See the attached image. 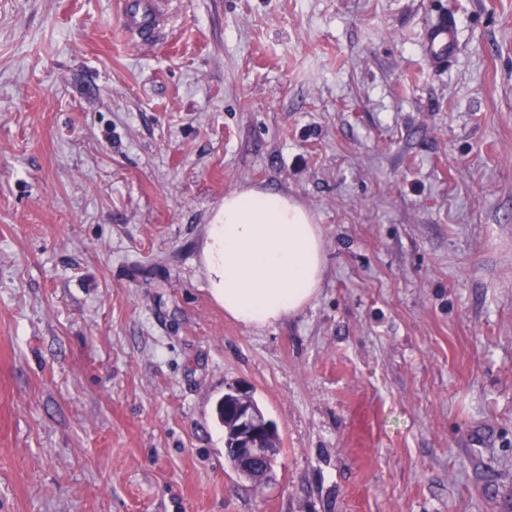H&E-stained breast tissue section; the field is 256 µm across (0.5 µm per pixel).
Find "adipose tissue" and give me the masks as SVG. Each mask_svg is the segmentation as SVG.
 <instances>
[{
  "label": "adipose tissue",
  "instance_id": "1",
  "mask_svg": "<svg viewBox=\"0 0 512 512\" xmlns=\"http://www.w3.org/2000/svg\"><path fill=\"white\" fill-rule=\"evenodd\" d=\"M203 261L225 315L263 328L301 313L320 293L323 230L288 193L242 187L213 211Z\"/></svg>",
  "mask_w": 512,
  "mask_h": 512
}]
</instances>
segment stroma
I'll list each match as a JSON object with an SVG mask.
<instances>
[{"mask_svg":"<svg viewBox=\"0 0 512 512\" xmlns=\"http://www.w3.org/2000/svg\"><path fill=\"white\" fill-rule=\"evenodd\" d=\"M244 185L325 238L261 329L202 263ZM0 512H512V0H0ZM169 0H119L118 12L127 35L141 41L158 32L167 19ZM427 53L434 67L448 64L457 46L455 19L443 15L432 23L426 31ZM229 393L232 397L226 406L224 396L218 401L215 408L218 421L223 427L225 424L226 448H231L233 443V426L224 422L225 407L230 422L234 425L236 441L232 449L237 464L230 452L227 453L228 460L237 471L239 468L241 473L263 479L268 472L263 463L270 454L267 442L269 440L268 433L272 430V426L265 419L262 412L256 409L249 391L244 388H235Z\"/></svg>","mask_w":512,"mask_h":512,"instance_id":"obj_1","label":"stroma"}]
</instances>
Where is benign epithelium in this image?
Listing matches in <instances>:
<instances>
[{
    "instance_id": "7a95c632",
    "label": "benign epithelium",
    "mask_w": 512,
    "mask_h": 512,
    "mask_svg": "<svg viewBox=\"0 0 512 512\" xmlns=\"http://www.w3.org/2000/svg\"><path fill=\"white\" fill-rule=\"evenodd\" d=\"M231 424L234 425L236 441L234 455L240 472L262 479L267 474L264 461L270 454L268 433L272 426L244 388L231 391V399L226 404Z\"/></svg>"
}]
</instances>
